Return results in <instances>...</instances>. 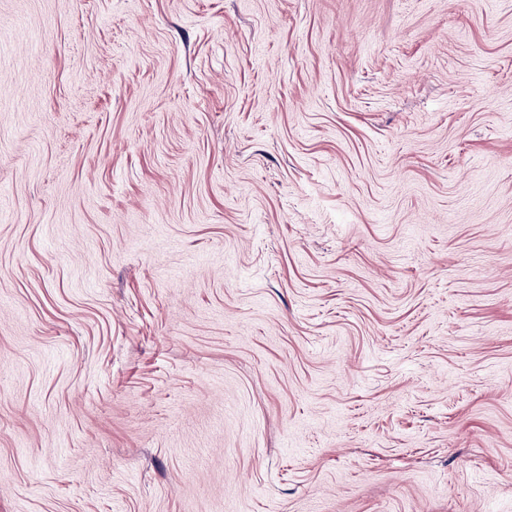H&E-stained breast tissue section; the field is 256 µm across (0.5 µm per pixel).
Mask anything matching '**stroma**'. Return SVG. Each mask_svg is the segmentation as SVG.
I'll return each mask as SVG.
<instances>
[{
	"label": "stroma",
	"mask_w": 512,
	"mask_h": 512,
	"mask_svg": "<svg viewBox=\"0 0 512 512\" xmlns=\"http://www.w3.org/2000/svg\"><path fill=\"white\" fill-rule=\"evenodd\" d=\"M0 512H512V0H0Z\"/></svg>",
	"instance_id": "35a3bbf8"
}]
</instances>
